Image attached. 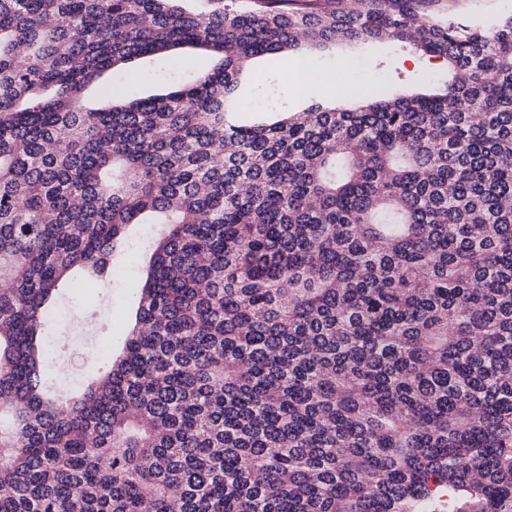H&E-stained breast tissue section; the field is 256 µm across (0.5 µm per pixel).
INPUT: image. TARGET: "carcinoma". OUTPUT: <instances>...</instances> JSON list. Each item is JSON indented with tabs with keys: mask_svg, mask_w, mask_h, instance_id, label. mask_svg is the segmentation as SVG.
<instances>
[{
	"mask_svg": "<svg viewBox=\"0 0 512 512\" xmlns=\"http://www.w3.org/2000/svg\"><path fill=\"white\" fill-rule=\"evenodd\" d=\"M452 2L0 0V512H512V15ZM377 39L452 80L232 112L252 58ZM133 224L123 351L61 394L52 313ZM455 11L460 19L493 20L512 14V0H460ZM139 68L143 73V79L135 85V95L160 94L166 90L167 61L159 57H150L144 59Z\"/></svg>",
	"mask_w": 512,
	"mask_h": 512,
	"instance_id": "obj_1",
	"label": "carcinoma"
}]
</instances>
